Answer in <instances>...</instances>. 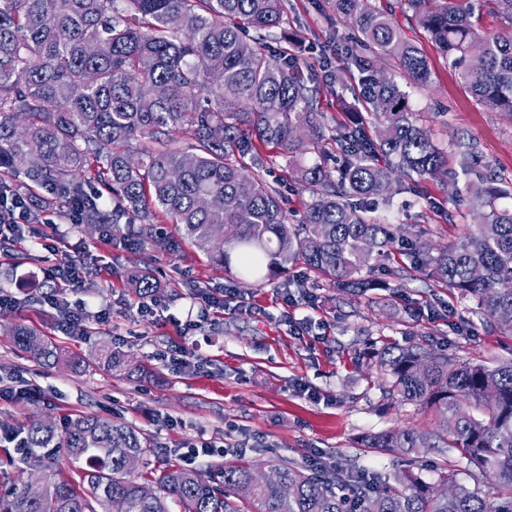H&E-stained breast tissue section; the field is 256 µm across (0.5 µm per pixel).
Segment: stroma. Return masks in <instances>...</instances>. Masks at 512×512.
<instances>
[{
  "instance_id": "35a3bbf8",
  "label": "stroma",
  "mask_w": 512,
  "mask_h": 512,
  "mask_svg": "<svg viewBox=\"0 0 512 512\" xmlns=\"http://www.w3.org/2000/svg\"><path fill=\"white\" fill-rule=\"evenodd\" d=\"M293 10L284 29L269 31L273 50L294 44L304 69L329 67L336 81L322 84L320 104L328 125L344 119L353 102L358 72L344 58L326 56L335 36L351 30L330 7L329 0H288ZM433 72L428 89L412 90L415 111L426 113L436 141L452 137L477 142L483 157L460 184L493 175L512 181V116L484 111L461 86L434 47L426 49ZM380 218L400 222L407 237H420L432 247L449 245L473 221L466 195H452L442 177L425 179L421 188L394 183L389 204L379 205ZM64 233L54 253L31 241L8 246L0 253V292L15 297L16 307L0 309V385L37 386V398L16 404L0 400V424L28 428L41 422L63 438L69 421L88 413L118 417L154 443L149 467L182 464L179 452L188 440L224 442L226 456L199 458L205 471L225 460L244 457L257 472L267 473L270 460L307 464L320 455L344 470L396 474L399 456L360 446L367 433L404 426L427 432L428 412L419 406L385 397L373 361L364 351L387 344H430L457 360L494 365L512 352V336L499 335L475 315L474 304L457 292L439 287L427 270H412L404 288L377 290V303L366 299L337 302L332 288H313L304 270L294 269L258 288L241 291V309L217 307L234 280L223 267L175 227L163 223L166 240L148 242L138 254L115 256L88 224L58 219ZM83 252L89 265H106L92 287L70 292V301L96 311L110 307L105 322H91L90 332L73 337L61 331L57 314L43 300L49 284L46 262H64ZM151 265L166 291L163 311L142 316L136 299L122 282L126 268L139 256ZM311 303H304V296ZM292 315L305 323L303 334L291 332L284 320ZM195 326L180 329L186 319ZM39 331L63 353V363L44 366L16 347L14 326ZM194 349L200 363L190 370L159 360L171 344ZM126 352L131 374L99 368L100 345ZM305 384L310 397L300 396ZM65 449L37 448L21 456L11 443L0 442V493L36 488L74 477Z\"/></svg>"
}]
</instances>
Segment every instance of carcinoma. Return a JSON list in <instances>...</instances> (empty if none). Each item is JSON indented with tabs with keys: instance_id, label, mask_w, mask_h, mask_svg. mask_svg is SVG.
Masks as SVG:
<instances>
[{
	"instance_id": "cac0c4a2",
	"label": "carcinoma",
	"mask_w": 512,
	"mask_h": 512,
	"mask_svg": "<svg viewBox=\"0 0 512 512\" xmlns=\"http://www.w3.org/2000/svg\"><path fill=\"white\" fill-rule=\"evenodd\" d=\"M482 2L503 31L482 30L471 0H332L353 29L342 52L358 65L361 111L329 129L316 75L261 34L288 19L285 0H0V195L35 197L64 217L76 204L116 249L157 241L166 219L215 264L237 266L240 288L301 266L313 287L361 296L379 287L370 273L403 238L373 216L394 178L433 176L450 152L465 173L477 154L471 139L437 143L409 92L366 59L428 87V56L398 17L414 20L477 105L511 115L512 0ZM269 146L305 195L297 224L262 175ZM466 193L478 222L447 247L412 248L415 263L512 335V206L493 185ZM128 284L138 298L162 290L147 262ZM12 336L44 364L60 360L37 331ZM374 354L388 396L429 408L434 428L370 433L364 446L445 449L451 468L434 482L414 459L391 478L273 461V479L257 483L240 458L217 471L168 464L139 480L127 461L154 452L147 439L86 415L63 440L86 489L61 479L36 498L15 491L0 496V512H109L115 501L125 512H512V358L488 366L421 344ZM99 362L128 369L110 348ZM53 441L48 427L28 429L31 448Z\"/></svg>"
}]
</instances>
